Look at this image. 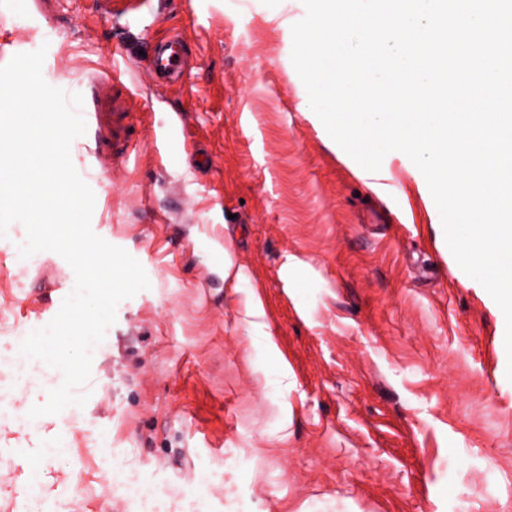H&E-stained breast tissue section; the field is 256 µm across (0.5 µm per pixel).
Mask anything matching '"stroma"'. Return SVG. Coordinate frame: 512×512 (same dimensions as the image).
<instances>
[{
	"label": "stroma",
	"instance_id": "35a3bbf8",
	"mask_svg": "<svg viewBox=\"0 0 512 512\" xmlns=\"http://www.w3.org/2000/svg\"><path fill=\"white\" fill-rule=\"evenodd\" d=\"M302 0H0V66L45 49L81 94L72 162L93 231L150 287L93 350L84 407L25 423L63 376L13 368L72 291L58 254L0 241V512H512L505 317L450 252L402 152L364 170L291 60ZM186 41L172 85L147 69ZM125 56V77L110 78ZM183 117L188 146L157 154ZM245 274L225 279L218 251ZM63 433L59 457L39 456Z\"/></svg>",
	"mask_w": 512,
	"mask_h": 512
}]
</instances>
